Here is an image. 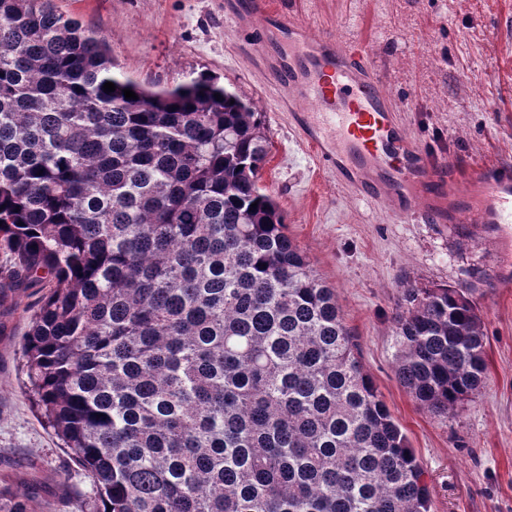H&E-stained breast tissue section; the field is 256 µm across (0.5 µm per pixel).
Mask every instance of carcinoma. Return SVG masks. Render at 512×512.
Masks as SVG:
<instances>
[{
	"instance_id": "obj_1",
	"label": "carcinoma",
	"mask_w": 512,
	"mask_h": 512,
	"mask_svg": "<svg viewBox=\"0 0 512 512\" xmlns=\"http://www.w3.org/2000/svg\"><path fill=\"white\" fill-rule=\"evenodd\" d=\"M114 68L55 0H0V299L39 285L28 399L96 512H430L334 289L259 187L263 113L213 78L154 89ZM393 336L428 412L480 393L461 289H403ZM38 491L1 484L0 512Z\"/></svg>"
}]
</instances>
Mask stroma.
<instances>
[{
	"label": "stroma",
	"instance_id": "1",
	"mask_svg": "<svg viewBox=\"0 0 512 512\" xmlns=\"http://www.w3.org/2000/svg\"><path fill=\"white\" fill-rule=\"evenodd\" d=\"M317 33L364 35L400 120L429 154L465 167L512 165V0H277ZM104 37L116 69L173 87L201 75L253 102L270 143L259 181L288 234L336 292L359 356L406 434L431 512H512V262L474 224L391 218L307 154L267 73L237 49L224 0H56ZM462 289L485 332L487 379L448 417L396 376L393 315L407 284ZM21 312L0 314V481L42 484L34 512H91L95 487L22 390Z\"/></svg>",
	"mask_w": 512,
	"mask_h": 512
}]
</instances>
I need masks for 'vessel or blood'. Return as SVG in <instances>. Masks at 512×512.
<instances>
[{"instance_id": "vessel-or-blood-1", "label": "vessel or blood", "mask_w": 512, "mask_h": 512, "mask_svg": "<svg viewBox=\"0 0 512 512\" xmlns=\"http://www.w3.org/2000/svg\"><path fill=\"white\" fill-rule=\"evenodd\" d=\"M224 15L252 30L244 53L290 94L302 144L341 185L396 218L477 224L512 236V167L463 169L427 154L399 121L365 41L313 34L269 0H226Z\"/></svg>"}]
</instances>
